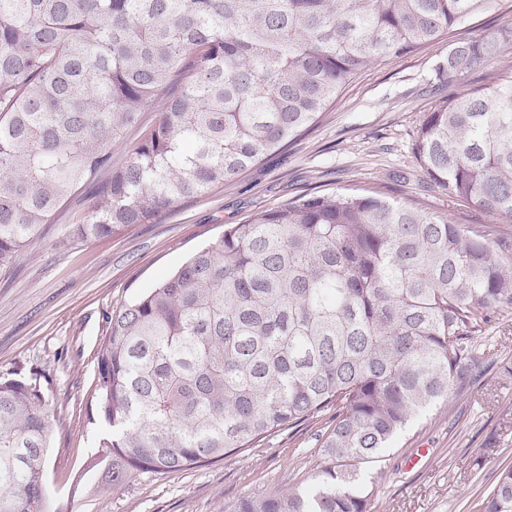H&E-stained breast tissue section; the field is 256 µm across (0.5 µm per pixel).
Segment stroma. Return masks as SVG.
Masks as SVG:
<instances>
[{
    "label": "stroma",
    "mask_w": 512,
    "mask_h": 512,
    "mask_svg": "<svg viewBox=\"0 0 512 512\" xmlns=\"http://www.w3.org/2000/svg\"><path fill=\"white\" fill-rule=\"evenodd\" d=\"M448 50L444 38L365 68L297 139L154 223L84 242L70 234L84 217L81 199H74L13 269L0 272V375L37 378L49 403L53 499L66 498L95 448L90 393L108 313L154 288L225 225L298 196L369 190L391 202L420 203L455 224L489 225L500 240L512 241V224L448 198L417 159V132L441 98L491 84L512 67L507 46L492 63L450 82L441 74ZM484 343L489 356L478 380L413 422L363 471L372 512H477L499 472L512 466V377L500 370L512 359V312L495 316ZM330 423L326 414L284 428L248 453L139 479L95 495L78 512H224L244 494L307 486L320 468L319 439ZM478 455L483 464L476 467Z\"/></svg>",
    "instance_id": "35a3bbf8"
}]
</instances>
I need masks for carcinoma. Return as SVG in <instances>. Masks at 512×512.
Returning <instances> with one entry per match:
<instances>
[{
	"mask_svg": "<svg viewBox=\"0 0 512 512\" xmlns=\"http://www.w3.org/2000/svg\"><path fill=\"white\" fill-rule=\"evenodd\" d=\"M499 0H0V271L71 199L73 236L150 224L310 126L359 71ZM512 26L459 40L448 78ZM165 96L121 164L113 148ZM415 152L450 198L512 223V74L442 99ZM512 310V244L373 195L299 197L230 224L106 316L89 470L50 503L51 420L33 379L0 377V512H73L92 493L242 454L331 414L310 487L225 512H372L361 467L474 383L479 337ZM479 512H512V467Z\"/></svg>",
	"mask_w": 512,
	"mask_h": 512,
	"instance_id": "1",
	"label": "carcinoma"
}]
</instances>
